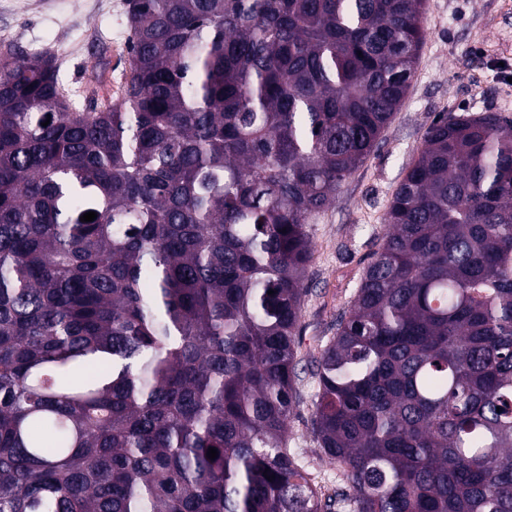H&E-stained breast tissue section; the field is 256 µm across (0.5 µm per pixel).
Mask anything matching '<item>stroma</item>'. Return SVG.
<instances>
[{"label": "stroma", "instance_id": "35a3bbf8", "mask_svg": "<svg viewBox=\"0 0 512 512\" xmlns=\"http://www.w3.org/2000/svg\"><path fill=\"white\" fill-rule=\"evenodd\" d=\"M423 25L426 37L406 97L371 157L311 226L313 261L297 335L304 401L290 422L288 445L327 493L336 485V467L313 441L311 372L321 340L334 335L337 317L386 232V205L439 113L489 109L512 120V86L500 76L501 67L512 70V51L502 48L512 40V0H425ZM2 30L11 31L24 51L61 55L62 88L86 109L94 104L89 64L102 62L109 78L129 72L128 51L112 50L113 41L127 39L125 0H0Z\"/></svg>", "mask_w": 512, "mask_h": 512}]
</instances>
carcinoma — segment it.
<instances>
[{
	"instance_id": "obj_1",
	"label": "carcinoma",
	"mask_w": 512,
	"mask_h": 512,
	"mask_svg": "<svg viewBox=\"0 0 512 512\" xmlns=\"http://www.w3.org/2000/svg\"><path fill=\"white\" fill-rule=\"evenodd\" d=\"M423 9L135 0L99 111L0 53V512H512L497 112L427 129L316 361L340 485L288 448L311 219L405 98Z\"/></svg>"
}]
</instances>
